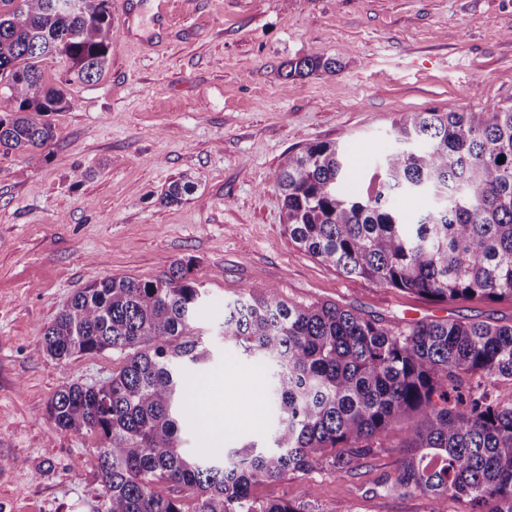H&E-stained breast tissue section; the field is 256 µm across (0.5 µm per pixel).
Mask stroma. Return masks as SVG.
Instances as JSON below:
<instances>
[{
    "instance_id": "obj_1",
    "label": "stroma",
    "mask_w": 512,
    "mask_h": 512,
    "mask_svg": "<svg viewBox=\"0 0 512 512\" xmlns=\"http://www.w3.org/2000/svg\"><path fill=\"white\" fill-rule=\"evenodd\" d=\"M112 25L98 81L41 64L69 100L49 116L48 160L0 150V512H95L104 495L78 465L97 437L56 428L47 405L63 383H100L124 358L61 362L40 330L105 276L153 280L190 262L211 359L190 387L187 445L211 456L265 441L276 423L266 366L219 334L225 303L255 284L386 324L512 322V299L434 303L345 278L289 238L275 183L290 153L333 142L346 192L361 191L404 115L512 100V0H112ZM313 53L340 70L285 77V62ZM175 180L193 191L169 204ZM204 413L223 419L222 437ZM403 435L344 476L322 464L255 495L310 512H428L424 496L390 487Z\"/></svg>"
}]
</instances>
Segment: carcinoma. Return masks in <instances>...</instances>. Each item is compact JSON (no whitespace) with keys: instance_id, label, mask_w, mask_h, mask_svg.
<instances>
[{"instance_id":"obj_1","label":"carcinoma","mask_w":512,"mask_h":512,"mask_svg":"<svg viewBox=\"0 0 512 512\" xmlns=\"http://www.w3.org/2000/svg\"><path fill=\"white\" fill-rule=\"evenodd\" d=\"M0 148L39 165L55 131L44 119L68 104L41 62L90 82L109 63L112 0H0ZM340 62L311 54L288 61L289 78L334 73ZM397 147L365 190H343L336 144L288 155L275 182L293 242L348 279L449 302L512 298V102L479 112H414L393 125ZM503 163H498V160ZM191 191L171 182L170 203ZM431 206L404 224L395 197ZM202 288L181 262L156 280L108 275L76 291L43 327L42 347L64 362L106 350L122 367L100 384L66 383L47 406L59 429L91 434L80 461L105 489L97 512H184L159 484L195 497L193 512H306L252 490L290 472L311 471L329 449L341 476L398 425L393 487L418 492L429 512L448 496L468 512H512V404L494 400L479 375L512 381V323L418 321L384 325L336 304L303 305L258 285L224 305L222 335L264 361L276 416L271 437L213 458L189 451L180 433L189 381L211 357L197 330Z\"/></svg>"}]
</instances>
